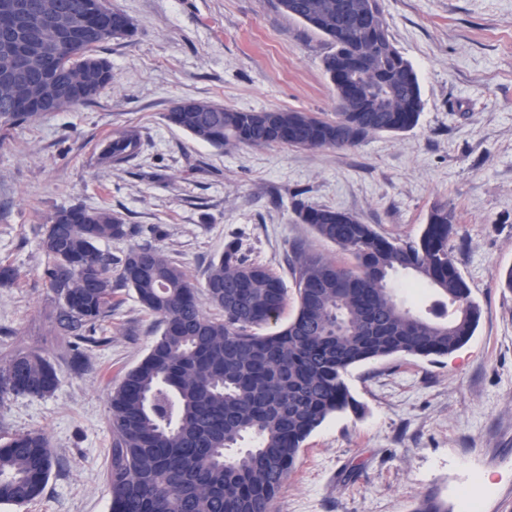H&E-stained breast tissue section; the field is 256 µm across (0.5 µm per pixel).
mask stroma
<instances>
[{"label": "stroma", "mask_w": 512, "mask_h": 512, "mask_svg": "<svg viewBox=\"0 0 512 512\" xmlns=\"http://www.w3.org/2000/svg\"><path fill=\"white\" fill-rule=\"evenodd\" d=\"M133 21L130 38L100 51L112 83L93 103L44 112L0 135V260L18 272L0 284V364L35 351L58 374L55 391L0 396V435L43 431L58 462L42 494L0 512H107L109 392L146 357L156 318L125 292L73 366L56 329L42 273L49 216L75 202L108 205L134 237L101 243L165 250L197 285L227 245L283 279L303 246L352 265L304 224L299 208L356 216L390 239L417 237L447 205L456 266L482 315L445 357L397 355L350 368L363 417H331L304 442L273 512H411L430 492L449 508L472 483L485 512H512V0H380L390 36L411 62L423 111L415 128L369 135L358 146L308 150L238 144L216 150L169 124L182 99L244 110H336L323 69L332 46L283 13L277 0H111ZM139 126L141 153L99 161L113 130Z\"/></svg>", "instance_id": "35a3bbf8"}]
</instances>
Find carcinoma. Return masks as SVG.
<instances>
[{
	"label": "carcinoma",
	"instance_id": "cac0c4a2",
	"mask_svg": "<svg viewBox=\"0 0 512 512\" xmlns=\"http://www.w3.org/2000/svg\"><path fill=\"white\" fill-rule=\"evenodd\" d=\"M40 2L41 36L49 43L62 35L58 21L69 13H100L103 25L123 36L133 30L121 10L108 5L101 13L105 0ZM372 2L378 0H278L282 12L332 45L323 66L336 89L335 117L183 99L165 118L219 150L235 144L346 149L371 134L414 128L423 109L419 80L385 19L378 29L362 25ZM109 41H89L80 62L54 68L75 88L64 108L94 102L112 83V68L99 55ZM354 57L363 61L358 97L336 80L340 66ZM39 113L0 111V124ZM142 145L139 129L117 130L100 152L101 163L119 166L138 156ZM300 216L355 264L295 250L297 312L286 326L267 333L262 329L281 319L287 288L264 266L241 258L236 247L228 246L209 265L204 296L213 313L207 314L197 286L165 251L137 245L120 258L102 253L100 243L136 234L110 207L77 202L49 217L41 241L43 277L57 303L62 335L105 343L93 334L126 288L158 318L160 334L148 354L109 395L110 512H272L311 433L334 415L364 413L347 384L349 368L400 354L446 356L473 335L480 309L448 248L454 215L447 205L434 206L421 234L407 241L386 239L329 207L304 206ZM397 271L431 285L445 299L442 315L426 319L404 307L388 282ZM57 385L56 368L33 351L18 352L0 367L1 396H45ZM247 438L251 447L229 453ZM54 463L43 432L0 442V504L21 506L39 496ZM413 512H448V503L430 493Z\"/></svg>",
	"mask_w": 512,
	"mask_h": 512
}]
</instances>
